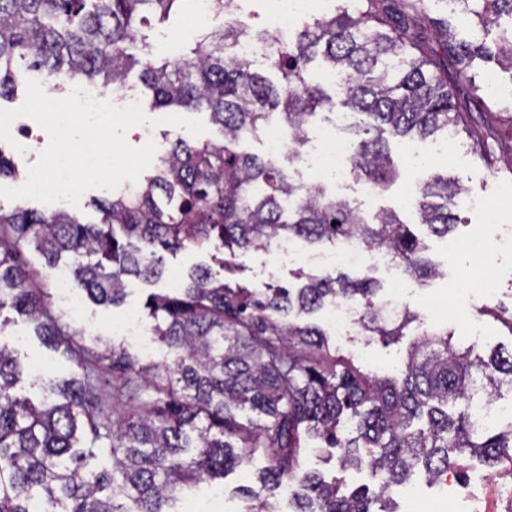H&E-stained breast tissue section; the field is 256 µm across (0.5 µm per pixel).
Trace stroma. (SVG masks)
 Returning <instances> with one entry per match:
<instances>
[{
  "label": "stroma",
  "instance_id": "obj_1",
  "mask_svg": "<svg viewBox=\"0 0 512 512\" xmlns=\"http://www.w3.org/2000/svg\"><path fill=\"white\" fill-rule=\"evenodd\" d=\"M418 12L429 31L450 29L455 42L469 41L470 30L449 0H418ZM181 13H172L161 24L142 26L157 57L165 58L182 53L191 35L185 29ZM468 133L443 138L420 139L416 136L393 138L389 151L399 178L386 190L376 192V209H395L402 221L410 226L423 243L424 255L436 266L433 276L413 283L408 297L412 321L402 335L390 340L366 335L361 326H354L349 335L328 334V344L337 357L352 359L361 372L376 377L398 376L413 345L424 334L433 329L448 331L456 347L474 349L486 356L496 347L512 346V154L503 152L498 145H491L484 154L473 153L469 148ZM447 145L448 161L437 166L438 174L458 180L466 199L479 198L495 206L500 213V228L482 225L479 213L467 208L465 201L458 206L461 224L444 239L432 235L426 226L419 224L416 210L410 206V182L416 173L412 167L415 155L431 148ZM484 235L492 245L491 253L477 257L466 248H449V241ZM238 267L234 273L236 281L251 288H297L303 283L302 273L314 272L315 267L304 257L281 263L275 250H248L239 253ZM165 277L147 283L135 278L128 279L126 297L121 306L97 305L82 300L79 315L73 316L75 325L90 319L95 323L94 336L113 341L127 347L143 362L168 364L172 352L160 342H152L150 351H143L140 343L131 338L113 336L112 322L127 312L143 313L148 294L168 292L172 286L170 273H186L191 267L202 265L213 273L221 267L212 251L189 249L175 254H165ZM496 287L495 298H486L485 283ZM480 314L481 327L477 336H470L468 326L473 314ZM0 317L8 324L0 331V345L13 350L23 366L38 362L43 364L47 375L67 377L74 371V364L60 353L44 346L33 335L30 328L11 309L0 310ZM268 464L266 456H256L247 466L236 468L224 478L205 481L185 488L177 493L172 503L173 512H250L253 501L242 495L241 487H257L259 470ZM301 467L331 478L343 476L346 488L358 486L376 487L377 481L371 472L355 474L340 472L336 458L328 456L321 448L311 449L301 459ZM505 465H490L484 459L461 455L459 464L448 474L446 486L439 487L422 482L416 499L395 498L396 512H432L437 500L456 498L459 512H502L504 505L498 499L493 483L506 474Z\"/></svg>",
  "mask_w": 512,
  "mask_h": 512
}]
</instances>
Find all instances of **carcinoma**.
I'll return each instance as SVG.
<instances>
[{"mask_svg":"<svg viewBox=\"0 0 512 512\" xmlns=\"http://www.w3.org/2000/svg\"><path fill=\"white\" fill-rule=\"evenodd\" d=\"M455 2L476 27L512 19V0ZM185 5L194 2L0 0V99L33 70L100 82L118 95L137 67L156 107L206 112L223 135L169 142L145 184L96 203V222L60 210L0 209V311L13 309L77 368L49 381V395L36 405L15 393L22 368L0 346V512H171L183 485L222 476L260 452L269 459L259 477L265 495L255 496L251 512H277L273 500L287 490L294 512H373L372 501L407 482L416 466L434 478L453 468L458 452L492 464L512 460V423L488 436L469 411L474 374L484 390L512 386V351L484 359L435 334L413 346L401 380H379L331 356L319 327L290 322L346 300L362 309L368 335H402L411 313L384 320L379 287L369 279L308 274L299 288L261 291L195 268L146 304L153 334L175 354L168 365L144 366L99 337L88 344L65 312L49 311V272L64 255L74 285L112 306L123 301L126 278H161L162 253L188 244L224 250L222 268L231 274L239 250H266L291 236L332 245L358 238L385 249L416 281L433 273L424 246L395 212L368 218L320 186L302 194L283 168L237 145L274 120L302 143L316 109L339 105L365 117L354 130L353 174L387 188L397 178L388 138L467 130L453 103L459 81H448V32L425 41L409 34L419 22L396 11L394 0H361L356 15L317 18L285 44L230 20L188 53L155 60L140 26ZM245 38L277 46L268 67L281 74L279 83L237 58ZM319 53L329 72L344 77L339 100L308 78ZM457 56L497 59L512 71V27L495 48L461 44ZM461 194L456 181L431 176L416 202L420 223L448 236ZM28 245L44 258L43 269L28 265ZM102 368L112 370V398L127 395L137 405L110 414L99 405L92 381ZM246 411L265 420L244 425L238 415ZM346 419L357 422L354 438L341 433ZM310 438L335 450L344 471L372 466L378 492L346 495L343 481L302 471Z\"/></svg>","mask_w":512,"mask_h":512,"instance_id":"cac0c4a2","label":"carcinoma"}]
</instances>
